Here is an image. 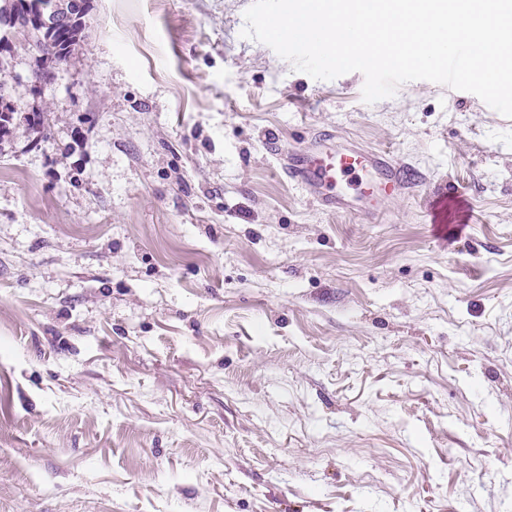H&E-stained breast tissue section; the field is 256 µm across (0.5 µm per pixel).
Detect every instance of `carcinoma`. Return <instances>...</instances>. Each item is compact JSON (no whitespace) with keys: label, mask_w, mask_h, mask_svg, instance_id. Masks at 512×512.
Here are the masks:
<instances>
[{"label":"carcinoma","mask_w":512,"mask_h":512,"mask_svg":"<svg viewBox=\"0 0 512 512\" xmlns=\"http://www.w3.org/2000/svg\"><path fill=\"white\" fill-rule=\"evenodd\" d=\"M80 2L81 7L74 0H4L0 6V30H15L33 38L43 52L39 73L49 78L50 68L65 61L80 46L86 0ZM57 13L70 15L69 24L61 32L48 24V19ZM3 86L1 80L0 132L13 123L16 114L6 99Z\"/></svg>","instance_id":"1"}]
</instances>
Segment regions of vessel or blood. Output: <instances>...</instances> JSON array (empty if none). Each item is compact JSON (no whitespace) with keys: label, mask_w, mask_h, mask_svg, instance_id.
Listing matches in <instances>:
<instances>
[{"label":"vessel or blood","mask_w":512,"mask_h":512,"mask_svg":"<svg viewBox=\"0 0 512 512\" xmlns=\"http://www.w3.org/2000/svg\"><path fill=\"white\" fill-rule=\"evenodd\" d=\"M323 143L319 137L313 146L286 154L278 140L266 141L268 151L280 157L289 181L307 191L323 210H357L369 220L375 216V209H356L352 194L375 197L381 204L421 180L416 170L394 164L386 153L355 145L327 151Z\"/></svg>","instance_id":"obj_1"}]
</instances>
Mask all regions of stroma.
<instances>
[{
	"label": "stroma",
	"instance_id": "35a3bbf8",
	"mask_svg": "<svg viewBox=\"0 0 512 512\" xmlns=\"http://www.w3.org/2000/svg\"><path fill=\"white\" fill-rule=\"evenodd\" d=\"M252 3L88 0L40 84L0 44V512H512V118L365 103ZM325 132L424 180L321 210L265 139Z\"/></svg>",
	"mask_w": 512,
	"mask_h": 512
}]
</instances>
